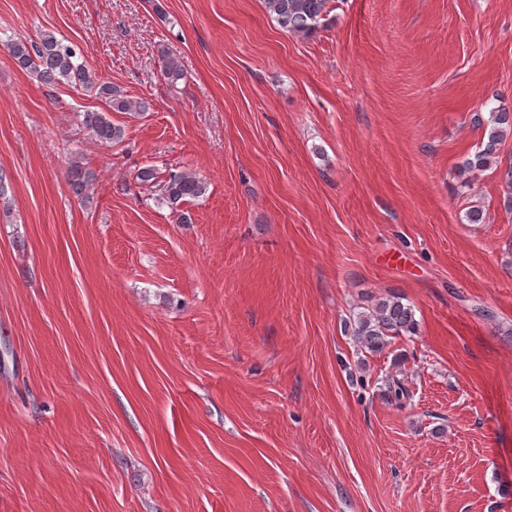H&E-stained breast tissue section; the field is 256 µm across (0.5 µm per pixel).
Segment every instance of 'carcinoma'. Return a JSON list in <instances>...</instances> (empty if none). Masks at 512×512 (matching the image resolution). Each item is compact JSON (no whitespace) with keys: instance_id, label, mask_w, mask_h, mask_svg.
<instances>
[{"instance_id":"obj_1","label":"carcinoma","mask_w":512,"mask_h":512,"mask_svg":"<svg viewBox=\"0 0 512 512\" xmlns=\"http://www.w3.org/2000/svg\"><path fill=\"white\" fill-rule=\"evenodd\" d=\"M264 3L282 29L296 36H307L324 19L329 0H264ZM9 52L21 71L43 85L66 84L105 99L107 110L78 113L84 128L101 142H119L125 136L124 128L112 123V113L144 112L147 109L145 103L131 101L121 89L99 82L95 73L79 60L76 49L49 30L31 38L10 41ZM163 73L170 82H177L182 76L180 61L173 56L165 57ZM474 124L482 129L481 141L474 153L459 165L461 187L471 186L479 173L495 168L501 172V178L509 189L507 207L512 209V157H501V145L512 134V113L497 110L488 113L486 118L477 114ZM136 179L158 188L161 198L177 210L179 224L192 223L191 215L180 210L179 206L204 196L207 190L206 182L190 171L168 170L160 177L156 168L147 166L138 170ZM93 180L94 173L78 159L69 162L68 186L75 196L88 199L86 191ZM417 326L413 306L404 303L400 297L391 296L380 300L370 311L358 314L351 335L360 350L378 353L388 346L390 339L416 334ZM384 387L387 402L397 407L412 397L403 378L388 376Z\"/></svg>"}]
</instances>
